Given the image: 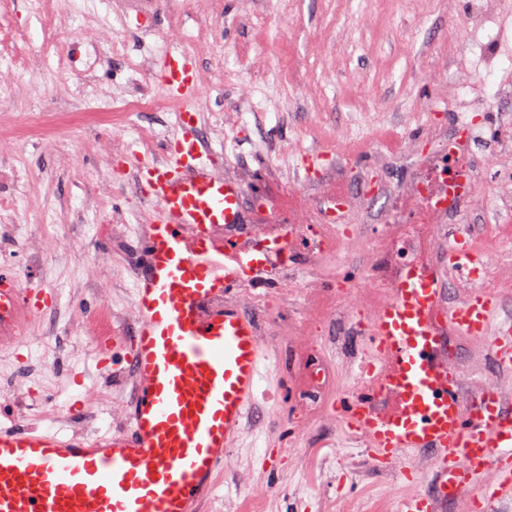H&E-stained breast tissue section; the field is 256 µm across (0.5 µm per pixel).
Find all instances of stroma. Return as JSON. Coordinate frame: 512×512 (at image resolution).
I'll use <instances>...</instances> for the list:
<instances>
[{"label":"stroma","instance_id":"1","mask_svg":"<svg viewBox=\"0 0 512 512\" xmlns=\"http://www.w3.org/2000/svg\"><path fill=\"white\" fill-rule=\"evenodd\" d=\"M10 0L0 53L27 46L24 70H0V265L53 304L27 345H0V419L65 433L112 432L125 422L129 385L93 354L92 323L131 330L137 230L151 209L128 160L161 153L177 114H199L211 161L244 187L242 244L289 231H324V209L344 195L352 235L333 256L288 248L281 265L228 297L275 345L258 400L224 462L209 512H397L432 486L428 456L372 462L332 408L294 416L293 373L316 349L347 392L370 321L386 299L378 272L416 255L445 265L448 233L463 227L490 264L486 288L512 319V0H134L122 21L112 0L83 16L54 0ZM170 40L195 59L199 94L170 101L156 65L134 60ZM64 43L65 61L50 47ZM149 83L154 109L121 121L62 126L60 112H95ZM461 137L475 190L451 222L405 192ZM416 224L406 243L389 231ZM465 394L482 383L512 398V372L487 347L455 339L448 352Z\"/></svg>","mask_w":512,"mask_h":512}]
</instances>
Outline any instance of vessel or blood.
<instances>
[{
	"instance_id": "vessel-or-blood-1",
	"label": "vessel or blood",
	"mask_w": 512,
	"mask_h": 512,
	"mask_svg": "<svg viewBox=\"0 0 512 512\" xmlns=\"http://www.w3.org/2000/svg\"><path fill=\"white\" fill-rule=\"evenodd\" d=\"M158 72L171 98L196 97L191 55L161 57ZM203 150L197 119H183L168 159L130 160L151 205L138 229L136 325L128 333L93 325L94 350L115 359L114 378L133 375L123 429L88 436L0 425V512H204L262 378L255 325L226 298L288 245H240L243 189ZM447 250L462 301L445 307L442 270L412 264L371 320L356 371L361 389L340 395L333 410L375 459L430 456L433 493L402 497L398 512H438L472 483L473 512H498L512 500V402L490 384L463 396L444 354L447 333L478 339L511 372L512 321L498 320L483 286L486 256L464 230L449 235ZM43 309L0 267L1 339L22 347L23 325ZM486 470L490 478L476 483Z\"/></svg>"
}]
</instances>
